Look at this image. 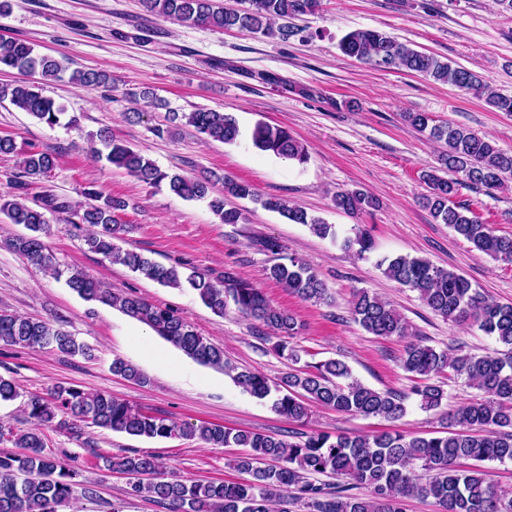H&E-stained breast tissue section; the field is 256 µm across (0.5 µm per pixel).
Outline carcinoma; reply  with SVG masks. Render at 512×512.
<instances>
[{
  "instance_id": "obj_1",
  "label": "carcinoma",
  "mask_w": 512,
  "mask_h": 512,
  "mask_svg": "<svg viewBox=\"0 0 512 512\" xmlns=\"http://www.w3.org/2000/svg\"><path fill=\"white\" fill-rule=\"evenodd\" d=\"M147 16H157L191 26L238 30L277 38L282 42L304 29L293 23L315 13L320 0H241L240 8H228L222 0H141ZM282 24H277V21ZM338 48L345 56L380 69H395L447 83L476 96L485 95L481 76L461 66L400 43L375 29H357L344 34ZM14 69L21 78L0 87V99L37 121L55 127L66 115L64 105L43 95L40 82L62 79L61 61L41 55L29 42L0 37V70ZM38 75L40 80L30 79ZM69 82L78 88H110L109 74L75 70ZM486 103L497 112L512 114V96L486 95ZM403 120L437 143L441 151L437 165L423 171L428 193L421 204L432 217L448 225L473 247L494 260L512 263V237L496 233L493 225L466 204L454 201L458 187L468 185L493 196L512 180V153L500 149L486 135L449 122L437 121L427 112H404ZM186 125L207 139L232 144L240 136L236 117L229 112L198 108L182 114ZM104 146L107 160L144 184L166 187L183 200H208L210 210L223 224L245 220L241 209L227 207L230 199L251 200L279 213L288 222L309 227L316 236L336 239L335 225L305 210L290 206L278 197H262L253 185L229 175L203 173L188 177L162 170L139 151L117 140L108 126L89 134ZM253 146L279 158L307 163L309 151L286 128L257 122L251 131ZM55 167V156L42 150L24 153L13 175V199L0 204L6 223L23 226L27 233L9 240V246L45 272L59 279L83 300L116 309L173 344L201 365L224 370L244 392L268 401L277 414L305 424L311 405L332 408L341 414L399 420L406 413L407 394L376 390L354 378L342 360L331 358L307 363L289 372L282 384H270L262 373L238 368L224 358V349L209 342L173 309L154 304L134 293L104 286L79 270L66 271L56 263L42 239L47 232L48 212L63 213L71 204L54 194L30 206L22 201L28 179L46 177ZM87 204L72 227L81 233L89 251L129 268L139 276L169 288L192 290L215 315L224 316L229 307L259 327L271 331L278 342L274 350L297 363L298 350L289 340L299 335L301 325L288 310L274 305L249 279L235 270H224V279L186 263L166 265L117 244L125 225L116 213L128 203L97 190L88 192ZM338 210L369 213L379 200L362 190H340L333 198ZM261 249L277 263L268 268L270 278L304 301L331 299L329 288L304 262L287 254L288 248L272 237L258 241ZM343 247L358 256L371 251L372 241L356 229ZM378 267L397 284L418 291L436 315L451 323H473L504 346L482 355L453 354L423 341L410 342L401 359L404 370L423 380L413 389L421 407L441 406L446 392L431 379L452 372L466 380L479 394L446 417L447 430L431 437L399 431L372 436L349 437L329 432H293L280 438L245 430L233 431L214 423L178 424L150 415L140 408L99 391L89 393L77 386L56 385L28 397L24 413L31 424L20 433L0 427V439L8 437L17 453H0V512H59L70 504L79 473L45 452L43 427L54 425L80 436L82 425L146 438H196L211 447H242L247 452L234 460V467L249 475L244 481L199 483L168 480L160 476L158 459L132 451L105 460L106 467L129 477L128 494L148 496L166 512H274L273 505L300 504L306 512H405V500L431 497L442 512H512V493L498 487L485 471L473 466L463 469L462 459L512 462V303L491 302L472 287L463 275L434 265L425 258L397 255L385 257ZM352 320L367 333L382 337L409 335L408 322L390 303L361 290L354 295ZM0 341L29 348L51 347L62 354L88 355L90 348L77 342L61 326L49 320L0 312ZM112 372L139 383L145 375L121 358L112 361ZM332 478L320 481L317 476ZM365 488L359 497L352 490Z\"/></svg>"
}]
</instances>
